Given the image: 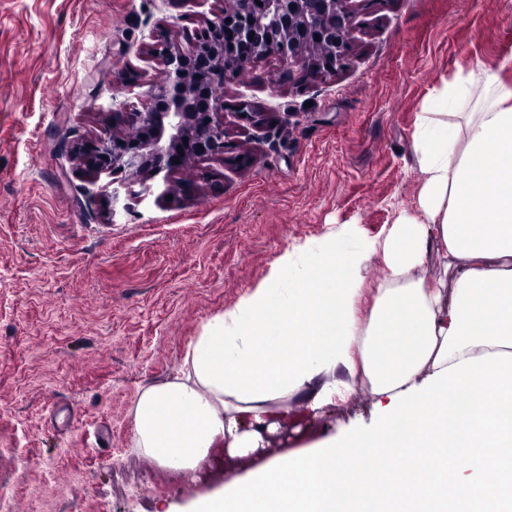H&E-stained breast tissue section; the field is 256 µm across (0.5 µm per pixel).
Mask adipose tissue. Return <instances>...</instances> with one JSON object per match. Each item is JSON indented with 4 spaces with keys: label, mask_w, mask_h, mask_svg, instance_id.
<instances>
[{
    "label": "adipose tissue",
    "mask_w": 512,
    "mask_h": 512,
    "mask_svg": "<svg viewBox=\"0 0 512 512\" xmlns=\"http://www.w3.org/2000/svg\"><path fill=\"white\" fill-rule=\"evenodd\" d=\"M413 149L419 216L281 255L206 321L178 377L141 393L132 442L184 471L217 446L262 455L290 398L317 414L359 384L374 424L311 453L262 455L190 512H512V84L482 68L455 75L421 112ZM433 241L452 290L415 274ZM376 254L388 274L364 321Z\"/></svg>",
    "instance_id": "1"
}]
</instances>
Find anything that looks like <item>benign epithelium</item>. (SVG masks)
<instances>
[{
    "mask_svg": "<svg viewBox=\"0 0 512 512\" xmlns=\"http://www.w3.org/2000/svg\"><path fill=\"white\" fill-rule=\"evenodd\" d=\"M352 34L351 0H224V13L204 25L185 51L165 36L153 46L166 79L151 86L143 110L112 113V131L84 142L85 169L150 177L189 156L228 150L224 85L242 60L274 57L284 72H333Z\"/></svg>",
    "mask_w": 512,
    "mask_h": 512,
    "instance_id": "1",
    "label": "benign epithelium"
}]
</instances>
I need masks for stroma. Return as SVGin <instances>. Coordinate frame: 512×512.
I'll list each match as a JSON object with an SVG mask.
<instances>
[{
	"mask_svg": "<svg viewBox=\"0 0 512 512\" xmlns=\"http://www.w3.org/2000/svg\"><path fill=\"white\" fill-rule=\"evenodd\" d=\"M333 73L245 64L224 87L241 159L196 158L113 196L75 147L142 109L160 35L188 46L224 0H0V486L5 512H186L250 458L185 472L133 450L134 409L204 323L287 250L417 211L412 144L435 89L483 67L512 83V0H354ZM263 115L260 124L246 120ZM271 453L363 431L356 390L316 417L297 395Z\"/></svg>",
	"mask_w": 512,
	"mask_h": 512,
	"instance_id": "1",
	"label": "stroma"
}]
</instances>
